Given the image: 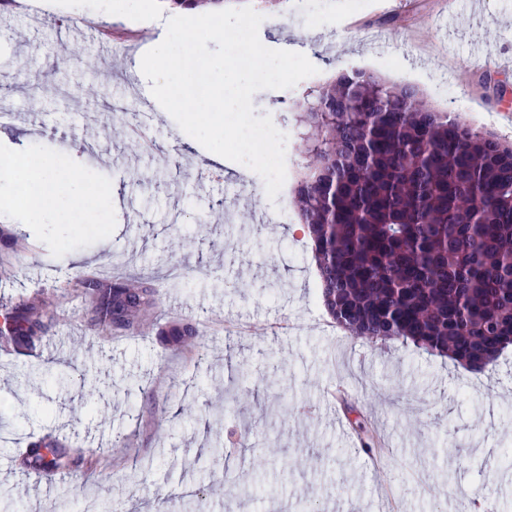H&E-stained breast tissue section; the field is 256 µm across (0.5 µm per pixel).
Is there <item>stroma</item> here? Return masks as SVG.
I'll use <instances>...</instances> for the list:
<instances>
[{"label": "stroma", "instance_id": "35a3bbf8", "mask_svg": "<svg viewBox=\"0 0 512 512\" xmlns=\"http://www.w3.org/2000/svg\"><path fill=\"white\" fill-rule=\"evenodd\" d=\"M302 0L262 8L259 39L279 32L316 75L290 89L261 90L257 115L283 114L315 98L345 70L416 87L440 111L512 143V0ZM116 0H8L0 9V147L55 158L110 184L119 207L98 224H26L0 187V303L41 297L55 314L30 351L0 349V488L14 512H53L96 498L108 512H458L461 499L512 512V346L483 371L400 342L369 343L333 332L318 297L312 251L289 192L308 157L299 130L286 142L284 194L242 164L235 178L206 166L208 154L164 109L150 123L155 149L127 135L146 98L126 59L142 54L149 28L116 22L136 39L100 54L94 38L68 37L106 23ZM82 49L65 60L61 44ZM182 264L173 278L171 266ZM150 279L159 325L178 324L206 344L205 359L159 340L158 327L88 330L89 303L75 276ZM225 408L223 420L190 416ZM247 434L212 464L213 432ZM53 433L80 473H37L24 455ZM273 449L264 468L253 451ZM247 474L254 497L227 487Z\"/></svg>", "mask_w": 512, "mask_h": 512}]
</instances>
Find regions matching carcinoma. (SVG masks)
<instances>
[{"instance_id": "1", "label": "carcinoma", "mask_w": 512, "mask_h": 512, "mask_svg": "<svg viewBox=\"0 0 512 512\" xmlns=\"http://www.w3.org/2000/svg\"><path fill=\"white\" fill-rule=\"evenodd\" d=\"M307 170L295 199L328 317L356 339L401 340L481 371L512 345V145L428 106L411 85L342 72L299 113ZM91 329L154 322L148 279L85 280ZM47 304L4 308L0 347L42 340ZM158 335L197 348L178 327ZM46 434L24 464L80 467Z\"/></svg>"}]
</instances>
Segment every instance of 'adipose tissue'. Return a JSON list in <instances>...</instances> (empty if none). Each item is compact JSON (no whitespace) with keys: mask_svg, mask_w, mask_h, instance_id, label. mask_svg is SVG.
<instances>
[{"mask_svg":"<svg viewBox=\"0 0 512 512\" xmlns=\"http://www.w3.org/2000/svg\"><path fill=\"white\" fill-rule=\"evenodd\" d=\"M136 13L157 33L141 66L152 82L149 93L159 102L167 91L169 74L176 63L170 48L171 35L180 33L187 24L201 21L209 26L212 37H221L224 14L216 5L175 12L163 0H138ZM2 179L21 186L17 207L35 220L62 208L71 220L82 222L93 219L98 210L116 203L111 187L90 179L73 184L70 178L60 173L57 162L48 156L6 154L0 161Z\"/></svg>","mask_w":512,"mask_h":512,"instance_id":"adipose-tissue-1","label":"adipose tissue"}]
</instances>
